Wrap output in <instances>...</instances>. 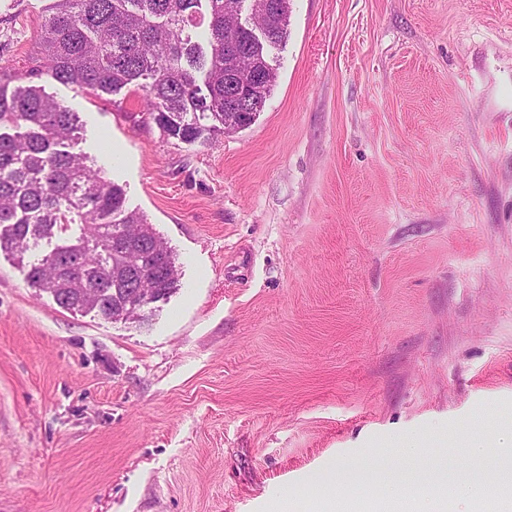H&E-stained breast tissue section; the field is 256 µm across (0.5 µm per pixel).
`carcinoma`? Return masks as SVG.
Listing matches in <instances>:
<instances>
[{"label": "carcinoma", "mask_w": 512, "mask_h": 512, "mask_svg": "<svg viewBox=\"0 0 512 512\" xmlns=\"http://www.w3.org/2000/svg\"><path fill=\"white\" fill-rule=\"evenodd\" d=\"M255 19L262 36L240 29L231 10L243 0H52L37 36L41 61L58 82L93 95L142 92L152 120L184 143L224 132V113L257 114L276 82L268 46L288 36L290 0ZM0 81V252L23 257L41 239L58 243L30 265L29 283L68 310L121 319L131 271L112 262V238L138 230L157 236L144 216L125 208L123 187L73 151L80 120L63 102L28 84ZM15 130L10 134L4 131ZM75 258L59 281L51 266ZM166 275L141 288L164 298L177 288L173 251H143L142 270Z\"/></svg>", "instance_id": "cac0c4a2"}]
</instances>
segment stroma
<instances>
[{
  "instance_id": "35a3bbf8",
  "label": "stroma",
  "mask_w": 512,
  "mask_h": 512,
  "mask_svg": "<svg viewBox=\"0 0 512 512\" xmlns=\"http://www.w3.org/2000/svg\"><path fill=\"white\" fill-rule=\"evenodd\" d=\"M48 3L0 0V71L179 282L112 321L0 253V512H475L431 470L512 453V0H291L262 111L194 145L40 68Z\"/></svg>"
}]
</instances>
